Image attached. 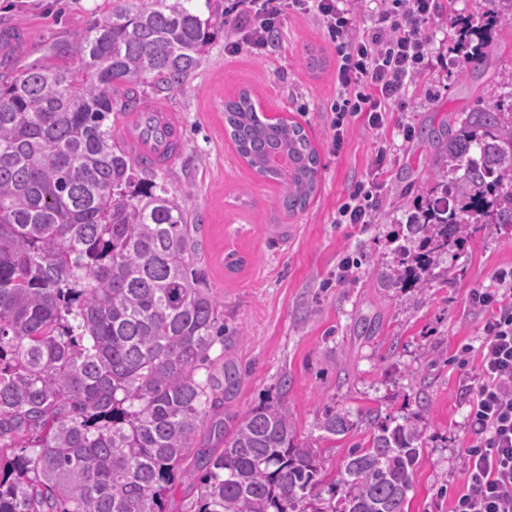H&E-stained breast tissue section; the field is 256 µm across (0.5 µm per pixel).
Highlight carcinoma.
<instances>
[{"label": "carcinoma", "instance_id": "1", "mask_svg": "<svg viewBox=\"0 0 512 512\" xmlns=\"http://www.w3.org/2000/svg\"><path fill=\"white\" fill-rule=\"evenodd\" d=\"M466 19L462 73L486 62V39L512 28V0ZM195 0H112V12L56 48L70 67L32 64L0 84V512H165L178 483L189 512H405L421 433L406 418L352 448L336 483L297 437L288 407L215 418L209 367L221 304L196 268L189 214L163 170L134 159L112 115L181 87L219 27ZM504 93L439 141L427 203L409 213L380 274L420 288L468 236L512 225V67ZM224 131L285 214L316 192L319 157L304 128L260 116L251 95L224 101ZM222 448L197 447L204 422ZM317 428L341 435L349 415ZM342 496L336 497V485Z\"/></svg>", "mask_w": 512, "mask_h": 512}]
</instances>
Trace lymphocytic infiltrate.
I'll return each mask as SVG.
<instances>
[{"mask_svg":"<svg viewBox=\"0 0 512 512\" xmlns=\"http://www.w3.org/2000/svg\"><path fill=\"white\" fill-rule=\"evenodd\" d=\"M437 0H381L373 27L356 26L355 0H233L239 37L224 46L237 53L248 45L269 51L285 16L316 17L336 45L335 101L330 107L331 146L342 147V129L364 117L373 130L386 129L395 109L430 57L425 25ZM380 183L358 187L336 214L340 224H368ZM469 304L487 318L478 347L480 365L469 392L472 443L466 448L467 485L450 512H512V298L497 290L473 289Z\"/></svg>","mask_w":512,"mask_h":512,"instance_id":"f902f5d3","label":"lymphocytic infiltrate"}]
</instances>
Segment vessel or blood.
Returning a JSON list of instances; mask_svg holds the SVG:
<instances>
[{
    "instance_id": "obj_1",
    "label": "vessel or blood",
    "mask_w": 512,
    "mask_h": 512,
    "mask_svg": "<svg viewBox=\"0 0 512 512\" xmlns=\"http://www.w3.org/2000/svg\"><path fill=\"white\" fill-rule=\"evenodd\" d=\"M180 125L177 113L154 102H144L124 119L125 145L135 158L173 166L183 152L177 136Z\"/></svg>"
}]
</instances>
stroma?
<instances>
[{
	"instance_id": "stroma-1",
	"label": "stroma",
	"mask_w": 512,
	"mask_h": 512,
	"mask_svg": "<svg viewBox=\"0 0 512 512\" xmlns=\"http://www.w3.org/2000/svg\"><path fill=\"white\" fill-rule=\"evenodd\" d=\"M485 0H455L453 11L430 22L431 55L425 75L395 113L410 125L403 139L387 130L394 161L384 175L387 194L376 221H336L356 183L369 179L374 136L350 124L342 150H333L327 112L336 95V50L313 17L288 15L273 49L229 56L226 34L216 30L196 73L177 90L159 95L178 112L185 152L168 176L172 192L199 221L197 267L221 302L224 340L210 351L214 379L232 363L241 381L224 397L226 425L253 408L282 402L299 437L315 440L328 478H337L350 448L364 444L375 424L419 415L421 456L407 512H449L466 487L469 406L464 387L478 368L474 352L485 317L468 303L475 288H492L494 272L512 269V227L478 232L443 258L425 287H382L379 271L394 260L402 211L424 195L442 118L492 100L493 71L512 63V30L494 34L490 68L460 74L454 47L457 17H478ZM112 0H0V28L23 32L10 49L17 65L52 60L49 46L83 33L104 18ZM327 67L311 72L310 49ZM248 91L266 111L305 129L320 163L315 194L294 215L277 206L279 189L258 177L224 132L220 100ZM243 257L235 271L229 254ZM359 267L352 281L336 282L343 256ZM348 412L354 428L322 437L325 410Z\"/></svg>"
}]
</instances>
